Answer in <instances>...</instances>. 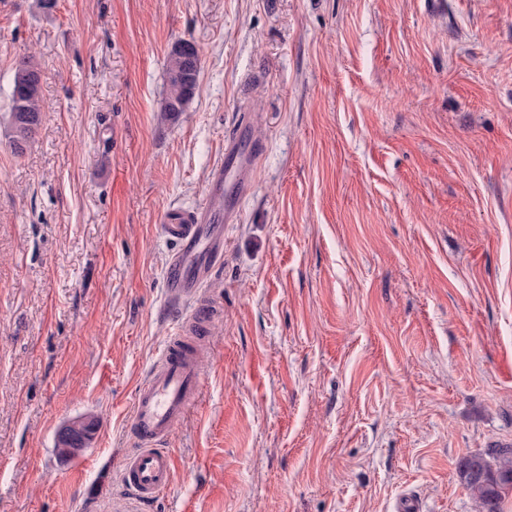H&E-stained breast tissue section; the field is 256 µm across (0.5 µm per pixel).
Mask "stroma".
Wrapping results in <instances>:
<instances>
[{
  "label": "stroma",
  "instance_id": "35a3bbf8",
  "mask_svg": "<svg viewBox=\"0 0 512 512\" xmlns=\"http://www.w3.org/2000/svg\"><path fill=\"white\" fill-rule=\"evenodd\" d=\"M200 52L167 114V58ZM0 512H115L136 387L178 316L168 214L260 150L170 485L145 512H476L512 442V0H0ZM96 420L87 445L57 431ZM39 85L40 72L33 56L19 58L14 68L8 111L10 142L16 150L23 149L19 142L30 143L41 121ZM257 155L242 154L238 151L236 141L234 139H227L224 141V165L221 164L214 173L212 181L213 190L224 189V171H234L241 174H246L254 170L257 161ZM91 429L92 422L90 420H78L74 423H70L68 427L62 430L65 444L63 448L73 454L78 452L80 448L74 447H77L81 442L84 441L87 432H90ZM56 448L60 454L67 455L63 448L60 447L59 437L57 438ZM457 476L471 492L477 512H501L504 500L509 494L512 496L511 446L498 444L487 452L463 457L457 466Z\"/></svg>",
  "mask_w": 512,
  "mask_h": 512
}]
</instances>
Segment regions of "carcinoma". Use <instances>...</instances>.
I'll use <instances>...</instances> for the list:
<instances>
[{
	"mask_svg": "<svg viewBox=\"0 0 512 512\" xmlns=\"http://www.w3.org/2000/svg\"><path fill=\"white\" fill-rule=\"evenodd\" d=\"M199 50L192 45L184 49L179 43L167 60V94L163 111L185 110L199 84ZM40 72L35 59L23 56L15 64L9 101L8 127L11 143L31 141L41 121L39 96ZM460 483L468 489L477 512H501L504 500L512 495V448L497 445L484 453L463 457L457 466Z\"/></svg>",
	"mask_w": 512,
	"mask_h": 512,
	"instance_id": "obj_1",
	"label": "carcinoma"
}]
</instances>
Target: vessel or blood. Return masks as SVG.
I'll list each match as a JSON object with an SVG mask.
<instances>
[{
  "instance_id": "vessel-or-blood-1",
  "label": "vessel or blood",
  "mask_w": 512,
  "mask_h": 512,
  "mask_svg": "<svg viewBox=\"0 0 512 512\" xmlns=\"http://www.w3.org/2000/svg\"><path fill=\"white\" fill-rule=\"evenodd\" d=\"M257 157L240 153L234 139L224 142V165L216 169L213 189L224 186V174L253 171ZM165 236L175 244L166 269V287L177 305L190 304V324L204 328L214 306L204 296L205 285L224 255V227L214 221L210 206L168 219ZM201 344L188 343L182 334L166 341L158 361L136 389L132 410L134 446L122 460L121 476L128 494L116 512H142L170 483L173 459L165 449L176 425L194 404L202 384Z\"/></svg>"
}]
</instances>
